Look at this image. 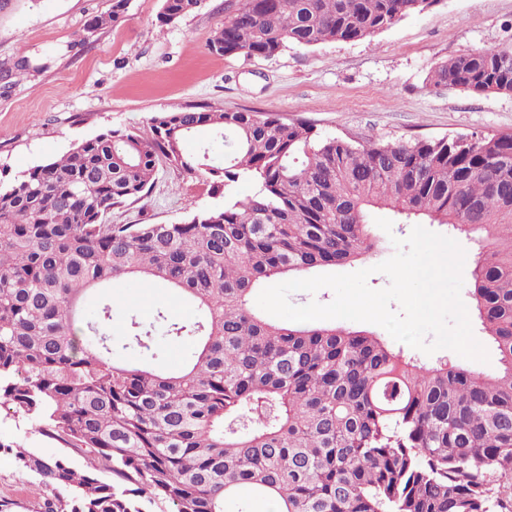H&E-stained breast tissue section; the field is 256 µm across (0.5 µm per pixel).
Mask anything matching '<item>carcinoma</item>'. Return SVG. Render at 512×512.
I'll list each match as a JSON object with an SVG mask.
<instances>
[{"mask_svg": "<svg viewBox=\"0 0 512 512\" xmlns=\"http://www.w3.org/2000/svg\"><path fill=\"white\" fill-rule=\"evenodd\" d=\"M201 2L163 0L158 23ZM436 2L242 0L209 47L271 57L362 41ZM128 3L95 23H119ZM428 82L512 94V48L457 54ZM203 128L223 140L221 158L185 149ZM163 168L206 174L224 203L171 224L103 223ZM243 178L256 191L235 200ZM375 208L478 236L469 295L495 374L428 364L366 331L272 322L251 304L269 281L377 249ZM127 278L198 311L160 309L149 325L126 314L122 349L138 364L112 349L109 288ZM158 325L194 342L177 369L158 367ZM0 406L62 448L4 447L52 491L44 512H249L255 499L277 512H512V133L362 141L199 107L1 176Z\"/></svg>", "mask_w": 512, "mask_h": 512, "instance_id": "1", "label": "carcinoma"}]
</instances>
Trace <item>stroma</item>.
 Returning a JSON list of instances; mask_svg holds the SVG:
<instances>
[{"label": "stroma", "instance_id": "35a3bbf8", "mask_svg": "<svg viewBox=\"0 0 512 512\" xmlns=\"http://www.w3.org/2000/svg\"><path fill=\"white\" fill-rule=\"evenodd\" d=\"M238 0H203L173 27L159 28L162 0H130L124 20L94 26L112 0H0V170L9 176L61 156L82 139L112 128L139 129L158 112L195 106L272 112L302 119L324 136L437 139L512 132V95H477L428 86L431 70L461 52L512 46V0H437L373 40L288 46L271 57L224 56L209 48ZM209 179L160 170L149 193L113 208L110 224H167L223 202ZM391 232L372 227L383 251L341 274L390 258ZM115 313L151 322L157 307L180 320L194 308L168 289L127 281L113 291ZM0 443L45 457L57 443L38 424L0 408ZM39 477L0 453V504L8 512H43Z\"/></svg>", "mask_w": 512, "mask_h": 512}]
</instances>
